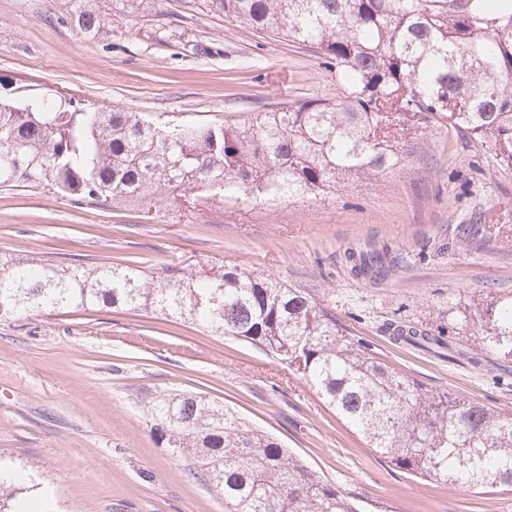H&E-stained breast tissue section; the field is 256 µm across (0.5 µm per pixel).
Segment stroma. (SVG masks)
I'll return each instance as SVG.
<instances>
[{"label": "stroma", "instance_id": "obj_1", "mask_svg": "<svg viewBox=\"0 0 512 512\" xmlns=\"http://www.w3.org/2000/svg\"><path fill=\"white\" fill-rule=\"evenodd\" d=\"M0 0V96L22 87L75 106H117L160 123L207 124L276 102L333 98L335 76L303 46L230 22L208 0ZM384 253L356 275L346 249ZM0 251L62 266L232 263L332 308L382 362L423 386L512 412L496 380L392 343L387 322L444 330L449 301L512 291V170L437 124L402 168L336 195L142 212L78 205L50 192L0 191ZM201 392L274 435L328 484L389 512H512V486L417 479L365 440L296 372L260 349L150 311L0 319V463L34 466L57 512H224V498L176 460L143 414L144 397Z\"/></svg>", "mask_w": 512, "mask_h": 512}]
</instances>
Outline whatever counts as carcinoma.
Here are the masks:
<instances>
[{
  "mask_svg": "<svg viewBox=\"0 0 512 512\" xmlns=\"http://www.w3.org/2000/svg\"><path fill=\"white\" fill-rule=\"evenodd\" d=\"M224 17L303 44L341 96L241 112L233 122L160 124L117 107H71L51 94L0 98V187L51 190L76 202L220 196L274 202L334 194L397 167L424 124L466 133L512 169V0H210ZM92 0L78 23L99 29ZM357 275L382 258L350 251ZM211 280L193 267L59 266L0 252V318L67 309L151 310L249 343L297 372L369 447L417 478L512 485V413L427 389L385 365L302 290L238 265ZM472 333L470 362L512 363V292L448 307ZM390 339L424 350L451 340L397 325ZM164 446L224 496V512H359L353 500L266 431L201 393L160 391L146 405ZM42 488L0 466V512Z\"/></svg>",
  "mask_w": 512,
  "mask_h": 512,
  "instance_id": "cac0c4a2",
  "label": "carcinoma"
}]
</instances>
